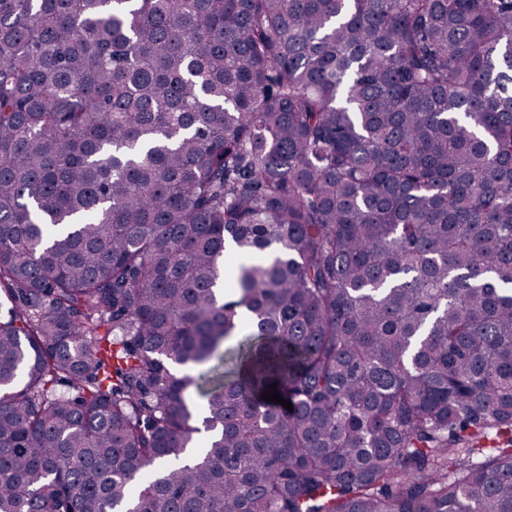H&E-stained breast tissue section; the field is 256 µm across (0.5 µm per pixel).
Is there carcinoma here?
Masks as SVG:
<instances>
[{
	"instance_id": "cac0c4a2",
	"label": "carcinoma",
	"mask_w": 512,
	"mask_h": 512,
	"mask_svg": "<svg viewBox=\"0 0 512 512\" xmlns=\"http://www.w3.org/2000/svg\"><path fill=\"white\" fill-rule=\"evenodd\" d=\"M0 294V512H512V0H0Z\"/></svg>"
}]
</instances>
